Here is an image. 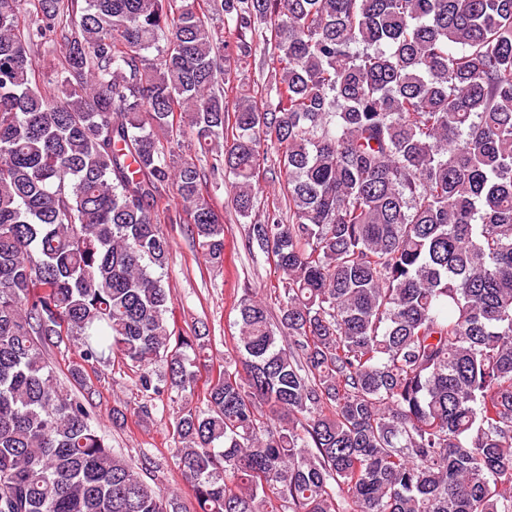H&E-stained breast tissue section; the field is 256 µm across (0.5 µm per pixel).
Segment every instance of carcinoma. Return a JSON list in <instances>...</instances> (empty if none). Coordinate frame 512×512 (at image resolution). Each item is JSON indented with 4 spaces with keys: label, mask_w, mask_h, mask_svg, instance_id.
<instances>
[{
    "label": "carcinoma",
    "mask_w": 512,
    "mask_h": 512,
    "mask_svg": "<svg viewBox=\"0 0 512 512\" xmlns=\"http://www.w3.org/2000/svg\"><path fill=\"white\" fill-rule=\"evenodd\" d=\"M248 33L276 69L237 96ZM272 153L279 314L244 294L200 411L160 225L223 266L219 176L250 218ZM50 345L181 398L196 512H512V0H0V512H182ZM62 59V52L57 47L53 53H44L41 51L39 55L34 58V65L36 75L41 83L53 82L60 74V63ZM60 76V75H59ZM47 353L57 375L61 380L66 381L68 368L73 363V361L78 360L76 353L73 351V349H65L63 345L61 348L50 347L47 350Z\"/></svg>",
    "instance_id": "cac0c4a2"
}]
</instances>
